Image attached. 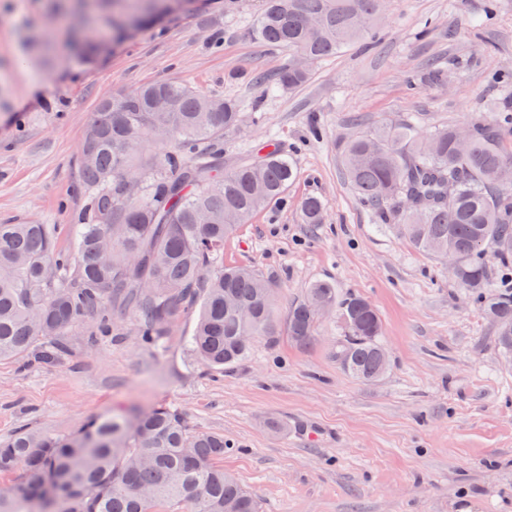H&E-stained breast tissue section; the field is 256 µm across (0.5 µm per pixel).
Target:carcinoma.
Masks as SVG:
<instances>
[{
	"label": "carcinoma",
	"mask_w": 512,
	"mask_h": 512,
	"mask_svg": "<svg viewBox=\"0 0 512 512\" xmlns=\"http://www.w3.org/2000/svg\"><path fill=\"white\" fill-rule=\"evenodd\" d=\"M80 20L70 50L85 64L106 55L82 36L106 16L113 41L161 29L163 0H62ZM386 0H259L257 37L294 57L319 62L364 39L385 17ZM309 71L292 61L273 85L296 88ZM239 104L180 81H160L102 100L80 147L76 190L83 205L71 225L72 248L58 247L53 224H0V360L37 348L66 350L74 324L92 315L112 332L111 309L138 316L146 345L166 335L173 317L200 304L190 336L205 367H236L260 337L286 331L315 341L320 306L337 309L344 335L336 360L362 381L388 368L378 311L313 282L275 309L276 285L258 272L224 265V240L258 210L288 201L298 177L288 154L273 148L224 172V133L240 124ZM463 152L457 125L422 136L416 124H382L340 143L345 178L378 223L390 224L418 251L458 259L457 284L479 302L495 343L512 356V152L503 130L512 110L475 118ZM302 221L321 224L316 195L301 202ZM235 451L224 434L189 429L185 416L160 406L133 419L106 415L58 438L21 429L0 440V475L23 481L0 493V512H262L260 500L224 471Z\"/></svg>",
	"instance_id": "cac0c4a2"
}]
</instances>
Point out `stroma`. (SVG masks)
Returning a JSON list of instances; mask_svg holds the SVG:
<instances>
[{
	"instance_id": "1",
	"label": "stroma",
	"mask_w": 512,
	"mask_h": 512,
	"mask_svg": "<svg viewBox=\"0 0 512 512\" xmlns=\"http://www.w3.org/2000/svg\"><path fill=\"white\" fill-rule=\"evenodd\" d=\"M57 6L0 0V224L57 225L70 248L79 148L104 98L172 79L234 99L242 120L224 136L225 169L275 143L298 178L287 206L258 211L225 240V263L274 281L281 315L317 280L362 296L381 314L390 363L373 382L345 373L334 311L314 343L260 339L244 362L216 372L183 343L196 310L179 312L155 347L118 310L111 335L93 337L87 318L53 360L0 361V437L25 428L66 436L102 414L166 404L192 430L234 443L224 469L263 512H512V360L447 261L377 224L339 157L341 141L360 132L354 114L370 128L415 118L423 132L491 117L494 81L512 71V0H389L372 47L313 64L290 91L256 79L290 59L257 39V0L233 17L212 0L95 65L39 50ZM427 19L435 30L418 40ZM431 58L445 67L438 87L422 81ZM310 194L325 203L324 223L300 221Z\"/></svg>"
}]
</instances>
